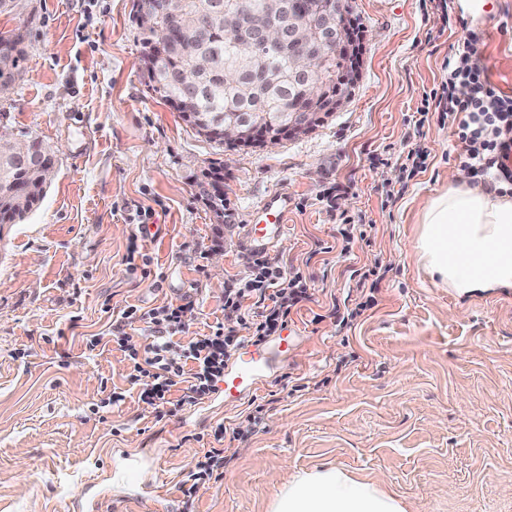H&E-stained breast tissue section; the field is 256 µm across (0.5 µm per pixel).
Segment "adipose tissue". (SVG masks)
Returning a JSON list of instances; mask_svg holds the SVG:
<instances>
[{"label":"adipose tissue","instance_id":"1","mask_svg":"<svg viewBox=\"0 0 512 512\" xmlns=\"http://www.w3.org/2000/svg\"><path fill=\"white\" fill-rule=\"evenodd\" d=\"M413 251L440 287L456 296L512 290V198L471 182L465 171L429 198ZM273 512H404L377 487L338 469L293 476Z\"/></svg>","mask_w":512,"mask_h":512}]
</instances>
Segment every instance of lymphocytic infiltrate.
Wrapping results in <instances>:
<instances>
[{
	"mask_svg": "<svg viewBox=\"0 0 512 512\" xmlns=\"http://www.w3.org/2000/svg\"><path fill=\"white\" fill-rule=\"evenodd\" d=\"M480 32H472L466 51L448 67L450 91L440 104L448 118L457 121L463 150L458 158L491 188L512 186V97L490 81L476 57ZM467 89L458 96L456 86ZM247 276L229 281L224 289V320L209 333L190 335L192 312L186 306L166 304L148 310L130 305L112 322V341L127 364V379L142 402L163 407L179 394L193 403L215 392L224 379L228 362L245 340L262 344L280 334L293 311L312 295L302 273L266 256L248 263ZM143 323L142 341L132 342L125 328ZM187 335L182 349L173 336ZM229 458L224 449L210 448L186 472L181 485L183 512H194L201 486L224 478Z\"/></svg>",
	"mask_w": 512,
	"mask_h": 512,
	"instance_id": "f902f5d3",
	"label": "lymphocytic infiltrate"
}]
</instances>
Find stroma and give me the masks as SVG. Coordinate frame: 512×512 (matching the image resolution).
Listing matches in <instances>:
<instances>
[{"instance_id":"obj_1","label":"stroma","mask_w":512,"mask_h":512,"mask_svg":"<svg viewBox=\"0 0 512 512\" xmlns=\"http://www.w3.org/2000/svg\"><path fill=\"white\" fill-rule=\"evenodd\" d=\"M135 0H26L0 15L25 56L0 115L10 138L52 149L39 208L0 224V512H73L109 487L112 512H181L178 483L218 444V426L264 406L260 430L235 440L224 479L195 512H272L292 477L341 469L401 500L405 512H512V292L457 297L418 264L421 203L448 186L463 145L431 108L470 31L490 80L512 95V0H352L362 26L360 79L349 102L309 134L228 151L152 95ZM427 147L426 171L401 159ZM223 168L224 219L197 183ZM403 182L395 198L389 184ZM344 187L335 207L322 200ZM288 201L269 258L300 268L313 299L292 314L294 341L247 394L216 391L171 404L164 418L130 390L107 335L125 306H190L191 333L224 319L217 281L245 276L255 206ZM364 225L344 243V222ZM148 271L126 262L131 242ZM375 306L337 325L332 307ZM123 404L109 407L112 390ZM160 471L167 496L139 505L124 490Z\"/></svg>"}]
</instances>
